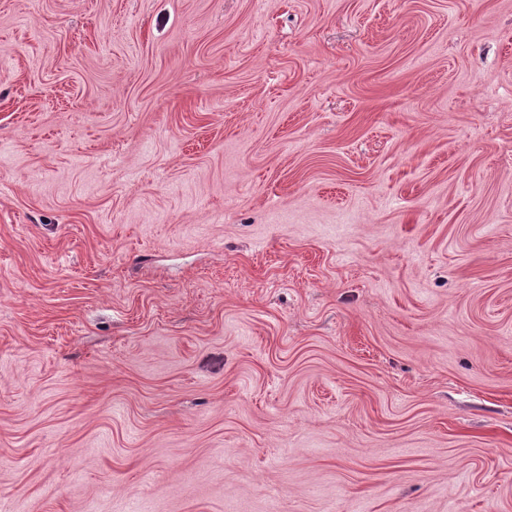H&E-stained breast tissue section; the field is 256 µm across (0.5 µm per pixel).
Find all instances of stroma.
<instances>
[{
    "label": "stroma",
    "instance_id": "stroma-1",
    "mask_svg": "<svg viewBox=\"0 0 512 512\" xmlns=\"http://www.w3.org/2000/svg\"><path fill=\"white\" fill-rule=\"evenodd\" d=\"M0 512H512V0H0Z\"/></svg>",
    "mask_w": 512,
    "mask_h": 512
}]
</instances>
